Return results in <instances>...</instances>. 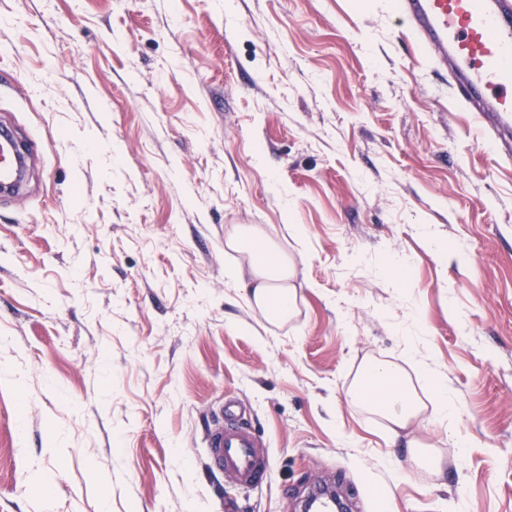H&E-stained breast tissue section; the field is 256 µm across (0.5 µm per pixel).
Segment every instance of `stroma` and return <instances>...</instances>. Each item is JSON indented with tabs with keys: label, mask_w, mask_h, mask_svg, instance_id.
<instances>
[{
	"label": "stroma",
	"mask_w": 512,
	"mask_h": 512,
	"mask_svg": "<svg viewBox=\"0 0 512 512\" xmlns=\"http://www.w3.org/2000/svg\"><path fill=\"white\" fill-rule=\"evenodd\" d=\"M392 0H0V512H512V133ZM296 263L244 300L224 246ZM408 276L391 287L384 267ZM423 412L351 404L372 361ZM462 409L433 419L428 372ZM237 400L264 483L210 471ZM2 139H6L11 145V148H9L8 152H6L5 149H2L0 154V188L2 191H5L13 189L19 182V179L16 176L15 161L9 159L7 154L10 153V150L13 151L14 156L20 155V153L14 146L10 136L1 138V143ZM226 247L248 257L250 281L245 298L251 307L279 319L291 317L296 301L293 280L296 269L281 258L273 244L257 226H237L225 241Z\"/></svg>",
	"instance_id": "stroma-1"
}]
</instances>
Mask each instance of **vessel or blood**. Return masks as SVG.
Listing matches in <instances>:
<instances>
[{
	"label": "vessel or blood",
	"instance_id": "vessel-or-blood-1",
	"mask_svg": "<svg viewBox=\"0 0 512 512\" xmlns=\"http://www.w3.org/2000/svg\"><path fill=\"white\" fill-rule=\"evenodd\" d=\"M396 14L433 60L455 69L466 103L512 115V0H397ZM207 445L211 468L245 486L265 480L268 454L235 404H225Z\"/></svg>",
	"mask_w": 512,
	"mask_h": 512
}]
</instances>
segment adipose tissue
Here are the masks:
<instances>
[{"mask_svg":"<svg viewBox=\"0 0 512 512\" xmlns=\"http://www.w3.org/2000/svg\"><path fill=\"white\" fill-rule=\"evenodd\" d=\"M226 246L249 260L250 281L245 288V298L250 306L282 320L291 317L296 301L293 284L296 269L293 263L280 257L262 229L235 227ZM350 401L382 414L395 431L407 429L420 413L403 374L383 362L365 366L351 390Z\"/></svg>","mask_w":512,"mask_h":512,"instance_id":"adipose-tissue-1","label":"adipose tissue"}]
</instances>
